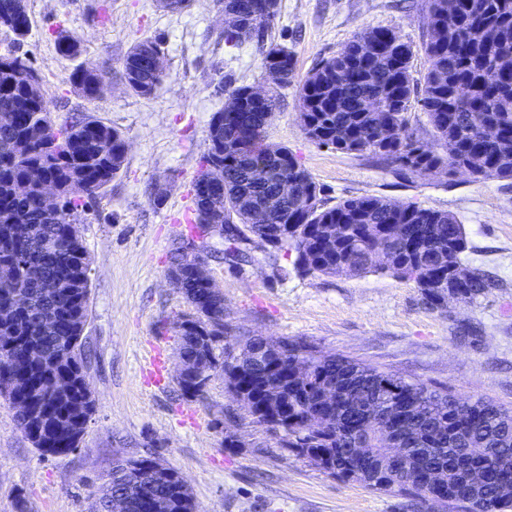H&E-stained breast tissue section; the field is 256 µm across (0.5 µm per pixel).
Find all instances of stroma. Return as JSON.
I'll return each instance as SVG.
<instances>
[{
	"instance_id": "stroma-1",
	"label": "stroma",
	"mask_w": 512,
	"mask_h": 512,
	"mask_svg": "<svg viewBox=\"0 0 512 512\" xmlns=\"http://www.w3.org/2000/svg\"><path fill=\"white\" fill-rule=\"evenodd\" d=\"M223 0H192L179 12L158 0H25L33 21L23 50L42 79L52 117L93 116L128 143L121 172L77 225L91 258L86 375L95 401L79 448L40 457L0 395V512H89L117 460L159 455L186 480L197 512H425L413 500L336 478L280 447L252 423L214 371L207 400L180 397L176 323L190 307L166 276L187 233L185 212L205 132L228 93L217 73L266 86L252 44L225 46ZM384 26L421 46L420 0H279L272 28L303 79L360 29ZM66 32L79 55L57 52ZM159 41L166 78L151 96L129 93L123 60L140 38ZM108 78L96 100L69 82L83 64ZM282 89L267 140L288 146L331 202L374 194L451 213L464 224L468 266L487 274L489 294L430 308L413 284L387 275H304L285 253L250 238L216 258L220 238L201 241L206 271L224 293L225 343L241 336L300 338L324 355L349 357L464 400L512 408V180L476 182L464 172H410L376 157L310 143L299 122L298 87ZM164 196H156V187ZM161 357L159 373L147 366ZM239 445L228 448L225 435Z\"/></svg>"
}]
</instances>
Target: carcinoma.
<instances>
[{
	"label": "carcinoma",
	"mask_w": 512,
	"mask_h": 512,
	"mask_svg": "<svg viewBox=\"0 0 512 512\" xmlns=\"http://www.w3.org/2000/svg\"><path fill=\"white\" fill-rule=\"evenodd\" d=\"M470 27L448 20V0H421L428 17L423 51L429 67L422 81L413 75V47L386 27L368 26L336 52L321 58L299 90V119L305 136L318 146L370 154L402 167L424 171L466 167L477 180H512V73L502 58L512 55V0H464ZM240 24L222 32L224 45L240 46L254 34L261 68L273 87L260 103L250 101L248 85L224 74V89L245 101L233 118L210 123L198 175L222 163L224 191L206 198L192 185L195 225L208 214L224 215L237 233L233 244L253 236L278 253L295 255L294 266L307 274L361 277L380 272L421 291L426 304L441 308L454 291L464 303L489 293L484 273L456 281L452 268L464 264L468 247L464 225L454 215L378 195L343 199L334 205L286 146L266 140V128L279 109L278 87L294 77V59L284 45L268 38L278 0H224ZM14 50L0 53V265L21 259L40 270L30 280L18 271L0 286V394L31 397L48 421L83 434L80 410L88 382L81 357L89 320L90 259L74 224L120 172L126 138L92 117L50 118L40 78L20 48L31 30L27 9L0 0V19ZM161 53L150 38L134 42L123 62L127 90L152 95L166 74L151 67L146 53ZM97 64L75 69L69 81L93 101L105 84ZM377 102L370 109V102ZM420 103L437 147L419 143L409 125L413 102ZM502 135L486 140L482 129ZM38 168L57 188L54 205L45 204L41 185L27 179ZM292 180L284 198L280 186ZM170 265L180 269L177 290L191 312L176 324L186 377L181 396L200 370L224 359L227 348L204 340L195 326L224 318V299L200 307L204 290L180 248ZM258 353L224 370V382L252 422L281 428L278 444L294 449L311 464L342 479L383 493L418 500L431 512H512V409L489 401L463 402L390 371L347 357L319 355L301 339L249 336L239 352ZM19 429L40 456H61L68 448H45L29 430L32 419L15 413ZM398 442L400 460L386 454V437ZM196 512L188 487L176 479L139 485L116 467L95 502V512Z\"/></svg>",
	"instance_id": "obj_1"
}]
</instances>
